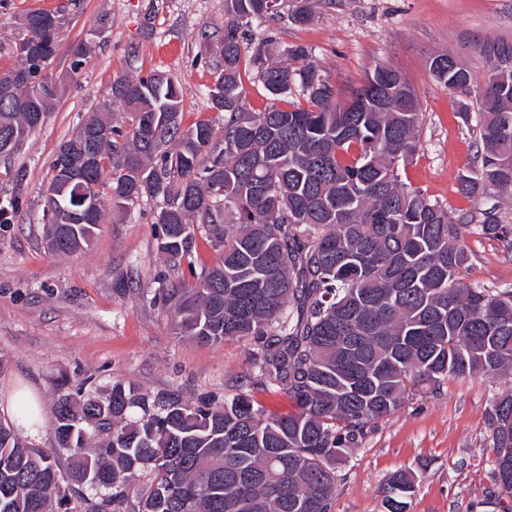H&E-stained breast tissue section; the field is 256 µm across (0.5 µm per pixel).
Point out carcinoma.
<instances>
[{
  "instance_id": "obj_1",
  "label": "carcinoma",
  "mask_w": 512,
  "mask_h": 512,
  "mask_svg": "<svg viewBox=\"0 0 512 512\" xmlns=\"http://www.w3.org/2000/svg\"><path fill=\"white\" fill-rule=\"evenodd\" d=\"M281 0H224L214 81L216 120L182 127L180 82L153 71L117 77L109 97L129 118L91 113L62 142L42 195L47 251L89 249L107 209L127 213L158 203V248L181 278L154 292L175 334L201 345L254 341L260 379L285 389L295 411L273 415L239 395L222 406L176 392L152 395L123 382L98 398L58 395L56 460L0 419V512H333L336 463L405 400L447 379L512 380V284L487 288L462 276L471 262L465 235L512 252V225L492 204L470 217L402 182L399 170L420 149L421 106L406 75L377 63L360 86L336 89L298 44L260 42L243 59L244 35L277 16ZM311 0H294L292 19L308 23ZM61 17L33 11L9 51L20 66L0 82V139L19 145L64 89L37 81L40 27ZM481 51L511 59L512 41ZM70 72L87 64L83 43L69 47ZM437 82H473L447 52L431 57ZM269 96L246 108L243 75ZM299 88L303 101L288 96ZM460 117L479 148L459 192L512 202V71L490 67ZM94 150L93 167L72 181L58 171ZM24 173L0 224L21 205ZM219 254L197 269V237ZM499 512H512V390L487 411ZM147 477L134 486L135 476ZM102 489L98 499L86 489ZM415 478L400 471L382 488L386 512H406Z\"/></svg>"
}]
</instances>
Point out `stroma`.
Masks as SVG:
<instances>
[{
  "label": "stroma",
  "instance_id": "stroma-1",
  "mask_svg": "<svg viewBox=\"0 0 512 512\" xmlns=\"http://www.w3.org/2000/svg\"><path fill=\"white\" fill-rule=\"evenodd\" d=\"M36 9L63 13L56 74L66 73L68 48L85 43L86 69L68 82L43 125L8 157L0 156V199L9 197L15 172H23V203L0 224V416L16 418L14 396L31 394L44 422L21 430L35 447L65 460L54 438V401L60 386L103 396L113 383L143 390H176L192 402L217 403L248 395L273 412L293 402L276 384L256 388L254 345L228 340L199 345L176 336L148 292L177 280L180 270L158 251L157 204L114 217L105 214L90 249L59 257L41 244V199L60 144L86 113L103 107L106 89L119 76L164 71L183 88V127L216 118L205 95L213 82L216 45L207 33L224 24V0H0V69L17 60L7 46L20 18ZM289 6L256 28L253 40L271 37L304 45L321 73L342 92L359 86L377 62L400 68L412 82L423 112L421 148L401 172L403 181L465 216L486 207L482 197L458 191L472 164L475 138L457 113L469 97L439 84L429 71L433 54L459 56L482 83L490 67L480 47L512 40V0H321L313 20L294 23ZM105 34H97L99 22ZM467 281L489 287L512 284V253L497 241L471 234ZM138 292L113 293L117 275ZM499 382L446 380L440 389L414 396L368 434L338 464L335 512H385L381 488L396 471L416 479L408 512H498L486 412Z\"/></svg>",
  "mask_w": 512,
  "mask_h": 512
}]
</instances>
